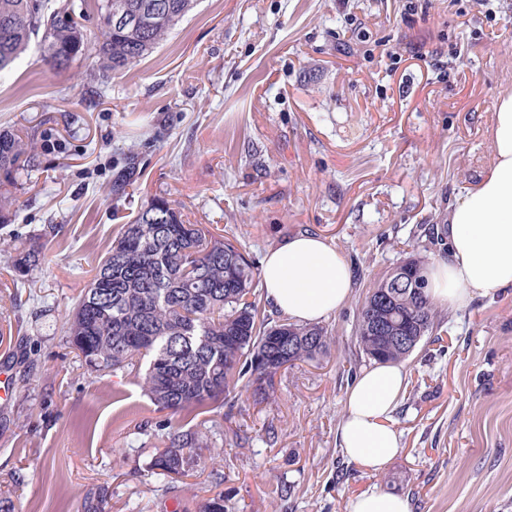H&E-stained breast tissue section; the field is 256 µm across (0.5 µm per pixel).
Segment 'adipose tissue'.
<instances>
[{
    "instance_id": "adipose-tissue-1",
    "label": "adipose tissue",
    "mask_w": 512,
    "mask_h": 512,
    "mask_svg": "<svg viewBox=\"0 0 512 512\" xmlns=\"http://www.w3.org/2000/svg\"><path fill=\"white\" fill-rule=\"evenodd\" d=\"M492 150L478 182L462 189L448 207L447 260L424 272L432 300L451 310L512 287V92L499 95ZM260 279L273 309L304 324L323 320L351 294L344 255L308 234L270 248L260 264ZM405 386L406 373L396 363L375 364L352 382L336 432L339 447L352 461L380 472L399 454L391 416Z\"/></svg>"
}]
</instances>
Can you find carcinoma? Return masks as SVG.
Returning a JSON list of instances; mask_svg holds the SVG:
<instances>
[{
    "instance_id": "cac0c4a2",
    "label": "carcinoma",
    "mask_w": 512,
    "mask_h": 512,
    "mask_svg": "<svg viewBox=\"0 0 512 512\" xmlns=\"http://www.w3.org/2000/svg\"><path fill=\"white\" fill-rule=\"evenodd\" d=\"M103 27L94 47L85 42L71 3L0 0V73L40 37L54 69L78 58L91 60L109 79L147 55L193 8L194 0H97ZM119 9L127 22H111ZM30 158L27 141L0 134V173L12 174ZM136 175L130 161L112 178L121 197ZM41 237L14 248L13 269L24 280L38 268ZM402 278L378 281L359 310L357 343L368 359H406L434 325L433 301L423 278L425 261L400 264ZM258 268L235 236L214 235L186 224L163 197L154 198L121 226L65 322L64 335L88 370L96 373L145 367L143 390L168 418L159 425L168 444L149 468L160 480L188 472L209 447L199 430L174 428L184 411L234 406V391L248 377L257 394L273 387L275 375L298 361H314L330 349L319 325L275 321L262 312L256 293Z\"/></svg>"
}]
</instances>
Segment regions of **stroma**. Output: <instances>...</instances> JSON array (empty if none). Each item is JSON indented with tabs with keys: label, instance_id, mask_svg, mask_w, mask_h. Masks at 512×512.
<instances>
[{
	"label": "stroma",
	"instance_id": "stroma-1",
	"mask_svg": "<svg viewBox=\"0 0 512 512\" xmlns=\"http://www.w3.org/2000/svg\"><path fill=\"white\" fill-rule=\"evenodd\" d=\"M196 0L152 53L105 83L84 61L55 72L39 45L0 75V133L30 136L34 162L9 190L0 240L56 225L29 279L0 252V356L26 347L25 377L0 406V505L82 512L108 488L106 512H347L373 489L410 512H512V288L456 311L402 362L392 416L402 450L386 470L336 443L354 376L370 362L355 338L369 288L426 245L448 206L491 161L501 92L512 91V0H498L495 39L475 37L470 0ZM461 54L449 60L448 47ZM400 59L387 70L382 51ZM137 181L112 194L127 156ZM183 220L234 233L254 261L302 233L345 255L351 297L323 324L327 355L279 372L255 402L239 381L231 413L206 425L203 464L169 483L148 464L165 413L137 374L96 376L62 326L107 246L155 197ZM146 436L133 438L135 428Z\"/></svg>",
	"mask_w": 512,
	"mask_h": 512
}]
</instances>
